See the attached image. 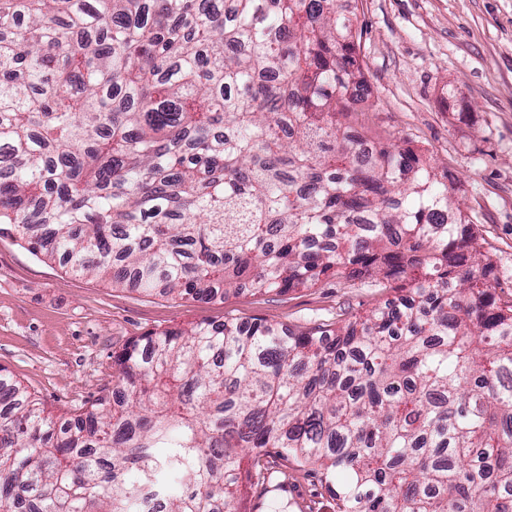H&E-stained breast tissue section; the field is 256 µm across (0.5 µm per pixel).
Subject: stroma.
Here are the masks:
<instances>
[{
    "label": "stroma",
    "instance_id": "stroma-1",
    "mask_svg": "<svg viewBox=\"0 0 512 512\" xmlns=\"http://www.w3.org/2000/svg\"><path fill=\"white\" fill-rule=\"evenodd\" d=\"M370 93L347 125L369 139L398 137L458 182L493 268L497 297L512 299V0H345ZM388 295L332 279L287 294L206 301L145 295L73 275L0 235V367L66 410L111 389L112 355L169 327L257 319L293 329L351 318ZM283 488L249 499V512H333L307 466L289 461Z\"/></svg>",
    "mask_w": 512,
    "mask_h": 512
}]
</instances>
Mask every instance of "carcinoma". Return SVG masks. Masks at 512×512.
Returning a JSON list of instances; mask_svg holds the SVG:
<instances>
[{"mask_svg": "<svg viewBox=\"0 0 512 512\" xmlns=\"http://www.w3.org/2000/svg\"><path fill=\"white\" fill-rule=\"evenodd\" d=\"M338 0H0V233L114 287L206 300L368 280L335 328L198 324L129 341L59 418L0 368V512H246L279 461L336 512H512V301L367 87Z\"/></svg>", "mask_w": 512, "mask_h": 512, "instance_id": "1", "label": "carcinoma"}]
</instances>
